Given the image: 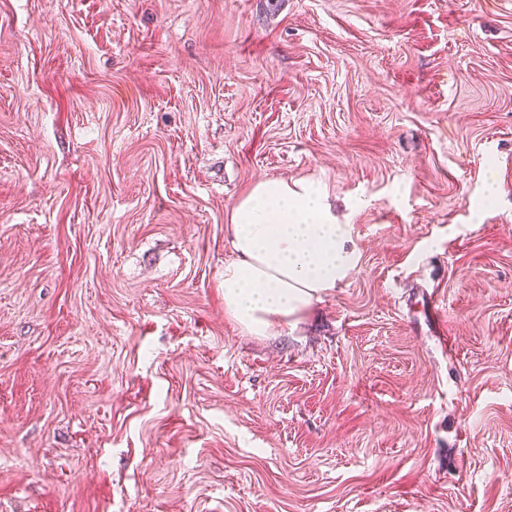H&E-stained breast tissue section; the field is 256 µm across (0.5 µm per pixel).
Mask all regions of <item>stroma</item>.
Masks as SVG:
<instances>
[{"label": "stroma", "mask_w": 512, "mask_h": 512, "mask_svg": "<svg viewBox=\"0 0 512 512\" xmlns=\"http://www.w3.org/2000/svg\"><path fill=\"white\" fill-rule=\"evenodd\" d=\"M266 178L361 261L258 338ZM0 512H512V0H0Z\"/></svg>", "instance_id": "35a3bbf8"}]
</instances>
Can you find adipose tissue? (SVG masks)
Here are the masks:
<instances>
[{"instance_id": "ef3b65f1", "label": "adipose tissue", "mask_w": 512, "mask_h": 512, "mask_svg": "<svg viewBox=\"0 0 512 512\" xmlns=\"http://www.w3.org/2000/svg\"><path fill=\"white\" fill-rule=\"evenodd\" d=\"M234 257L224 265V313L252 336L296 328L358 268L353 227L311 183L266 179L235 205Z\"/></svg>"}]
</instances>
